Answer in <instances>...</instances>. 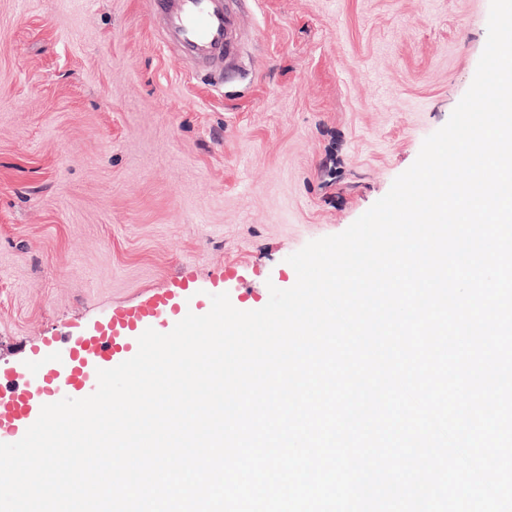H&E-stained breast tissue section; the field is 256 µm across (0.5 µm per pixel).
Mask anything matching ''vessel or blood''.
<instances>
[{
    "label": "vessel or blood",
    "mask_w": 512,
    "mask_h": 512,
    "mask_svg": "<svg viewBox=\"0 0 512 512\" xmlns=\"http://www.w3.org/2000/svg\"><path fill=\"white\" fill-rule=\"evenodd\" d=\"M150 6L169 46L198 69L223 74L225 57L236 49L231 34L240 26L238 15L225 0H150ZM197 310L198 302L191 288L180 284L137 306L115 312L111 324L98 334L70 342L58 364L34 361L28 373L33 394L43 405L78 394L91 395L98 385V370L114 368L137 353L144 324H155L160 333L166 334ZM27 409L26 398L0 397V421L10 419L30 427Z\"/></svg>",
    "instance_id": "1"
}]
</instances>
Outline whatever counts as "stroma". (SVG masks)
I'll use <instances>...</instances> for the list:
<instances>
[{"instance_id":"35a3bbf8","label":"stroma","mask_w":512,"mask_h":512,"mask_svg":"<svg viewBox=\"0 0 512 512\" xmlns=\"http://www.w3.org/2000/svg\"><path fill=\"white\" fill-rule=\"evenodd\" d=\"M238 66L169 51L149 0H0V395L183 281L242 311L346 230L470 87L490 0H230Z\"/></svg>"}]
</instances>
